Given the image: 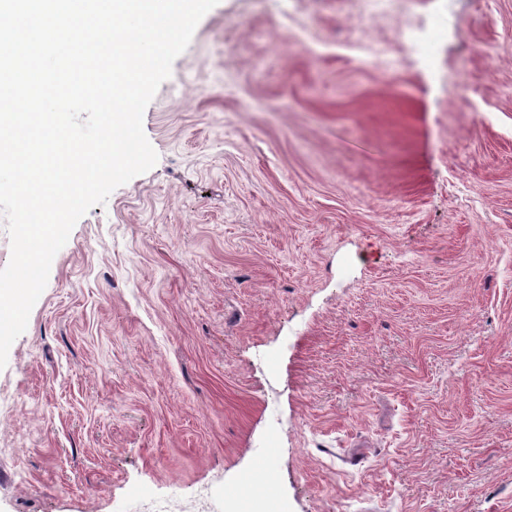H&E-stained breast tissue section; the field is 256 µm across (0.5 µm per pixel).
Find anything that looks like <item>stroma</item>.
<instances>
[{"instance_id": "1", "label": "stroma", "mask_w": 512, "mask_h": 512, "mask_svg": "<svg viewBox=\"0 0 512 512\" xmlns=\"http://www.w3.org/2000/svg\"><path fill=\"white\" fill-rule=\"evenodd\" d=\"M220 0L148 172L0 370V512H512V0Z\"/></svg>"}]
</instances>
